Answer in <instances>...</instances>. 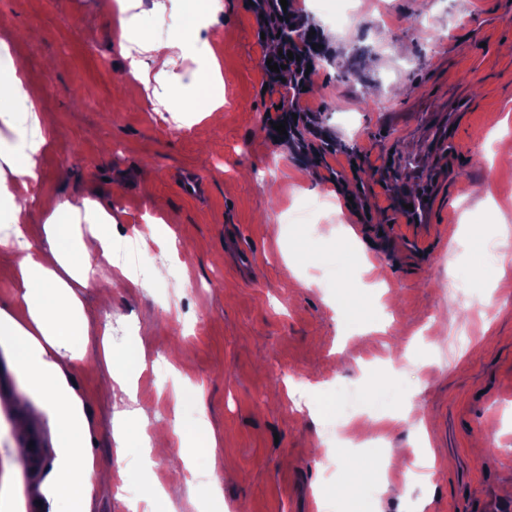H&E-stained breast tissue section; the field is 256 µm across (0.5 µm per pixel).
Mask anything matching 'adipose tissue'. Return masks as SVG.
<instances>
[{
  "instance_id": "ef3b65f1",
  "label": "adipose tissue",
  "mask_w": 512,
  "mask_h": 512,
  "mask_svg": "<svg viewBox=\"0 0 512 512\" xmlns=\"http://www.w3.org/2000/svg\"><path fill=\"white\" fill-rule=\"evenodd\" d=\"M178 0H116L120 26L129 37L121 46L131 74L147 92L155 112L183 121L185 113L199 110L184 102L175 71L188 58L204 56L209 67L198 75L206 89L205 115L224 107V78L212 58L208 39L196 28L157 38L142 30L147 15L175 11ZM21 79L9 46L0 41V123L15 134L0 142V252L16 270V292L0 303V351L25 381L24 393L52 430V455L38 485L41 512H96V488L107 479L91 452V430L85 395L75 386L73 372L85 356L83 346L96 338L98 329L87 312L81 291L98 290L110 300V284L125 277L112 259L111 214L88 197L66 199L54 211L36 216L32 190L48 144L49 126L20 92ZM42 226V243L30 242L26 227ZM100 367L124 393L144 368L134 351L104 347ZM119 416L126 435L141 438L150 452L147 465L181 435L178 421L149 430L147 410L132 404Z\"/></svg>"
}]
</instances>
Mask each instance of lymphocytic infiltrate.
Returning a JSON list of instances; mask_svg holds the SVG:
<instances>
[{
    "instance_id": "lymphocytic-infiltrate-1",
    "label": "lymphocytic infiltrate",
    "mask_w": 512,
    "mask_h": 512,
    "mask_svg": "<svg viewBox=\"0 0 512 512\" xmlns=\"http://www.w3.org/2000/svg\"><path fill=\"white\" fill-rule=\"evenodd\" d=\"M252 11L258 16L259 31L278 49L273 57L278 68L265 71L264 83L272 89L281 88V106L267 113V120L285 122L288 142L302 155L335 154V137L318 125L316 115L304 104L306 89L312 84L304 71L329 53L323 34L314 32L296 0H252Z\"/></svg>"
}]
</instances>
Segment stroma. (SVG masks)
Instances as JSON below:
<instances>
[{"instance_id": "1", "label": "stroma", "mask_w": 512, "mask_h": 512, "mask_svg": "<svg viewBox=\"0 0 512 512\" xmlns=\"http://www.w3.org/2000/svg\"><path fill=\"white\" fill-rule=\"evenodd\" d=\"M101 2L0 0L12 22L0 39L35 87H51L38 102L51 145L36 210L88 196L112 214L114 237L155 214L171 230L138 246L169 254L181 281L113 289L107 306L92 292L84 300L115 350L139 348L146 367L134 390L151 421L189 429L203 416L220 439L198 448L186 484L170 489L179 512H317V488L328 512H512V271L473 277L512 251L498 232L512 231V166L501 163L512 152V0H350L358 21L347 30L323 0H298L334 50L308 96L319 124L361 147L364 165L393 171L387 186L366 182L361 216L310 159L264 133L265 48L248 0H224L202 31L223 62L220 124L190 112L179 126L152 111L140 81L121 79L122 30ZM188 172L204 179L205 197L181 192ZM408 185L426 194L428 225L396 219ZM334 249L356 265L340 285L317 259ZM97 351L87 346L74 373L91 451L112 471L97 512H129L147 483L180 466L181 450L147 469L137 439L117 446ZM298 381L317 386V415L292 410ZM387 386L408 421L385 449L359 440L382 492L364 484L337 500L345 470L328 471L321 452L343 459L352 448L330 429L377 414ZM421 420L437 476L408 486ZM36 430L50 456L51 429L0 353V512L19 489L26 512H41L42 473L13 453Z\"/></svg>"}]
</instances>
